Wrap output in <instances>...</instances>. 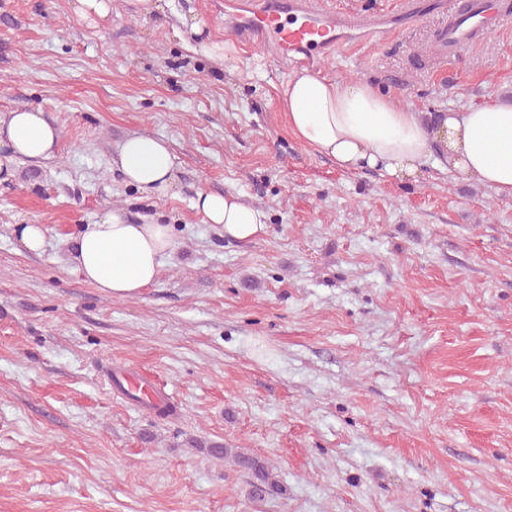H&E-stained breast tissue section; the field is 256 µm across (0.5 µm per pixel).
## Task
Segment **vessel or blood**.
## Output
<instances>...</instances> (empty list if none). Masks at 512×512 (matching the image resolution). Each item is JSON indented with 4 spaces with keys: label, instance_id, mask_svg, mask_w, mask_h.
Here are the masks:
<instances>
[{
    "label": "vessel or blood",
    "instance_id": "1",
    "mask_svg": "<svg viewBox=\"0 0 512 512\" xmlns=\"http://www.w3.org/2000/svg\"><path fill=\"white\" fill-rule=\"evenodd\" d=\"M233 34L245 45L260 44L281 61L318 72L320 64L347 44L381 45L394 16L342 11L329 0H233ZM512 9L503 0H448V22L438 36L437 56L448 59L467 50L478 35L496 29ZM121 395L157 407L169 401L165 387L137 375L116 382Z\"/></svg>",
    "mask_w": 512,
    "mask_h": 512
}]
</instances>
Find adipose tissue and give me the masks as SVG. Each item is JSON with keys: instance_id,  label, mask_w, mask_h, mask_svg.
<instances>
[{"instance_id": "1", "label": "adipose tissue", "mask_w": 512, "mask_h": 512, "mask_svg": "<svg viewBox=\"0 0 512 512\" xmlns=\"http://www.w3.org/2000/svg\"><path fill=\"white\" fill-rule=\"evenodd\" d=\"M281 101L292 134L341 169H379L404 179L433 162L497 197L512 198V104L492 99L461 112L438 113L426 123L368 81L341 83L308 72L284 84ZM60 138V129L41 111L0 113V148L9 158L48 160ZM112 165L126 185L146 195L176 193V157L161 138L128 135L117 144ZM192 208L234 240H251L266 230V212L234 193L198 191ZM176 247L172 225L132 224L122 210L109 209L83 225L75 239L73 270L103 293L134 298L156 281Z\"/></svg>"}]
</instances>
